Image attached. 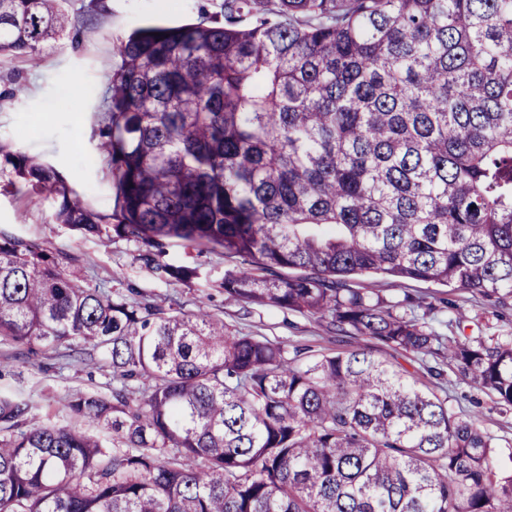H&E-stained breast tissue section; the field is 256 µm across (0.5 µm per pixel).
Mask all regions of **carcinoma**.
Here are the masks:
<instances>
[{"label":"carcinoma","instance_id":"cac0c4a2","mask_svg":"<svg viewBox=\"0 0 512 512\" xmlns=\"http://www.w3.org/2000/svg\"><path fill=\"white\" fill-rule=\"evenodd\" d=\"M0 0V58L79 45L97 15ZM117 45L105 141L112 213L0 144V183L59 199L54 223L221 249L224 300L314 318L445 362L512 408V336L437 334L354 275L512 298V0H222ZM224 16L219 20L218 16ZM68 255L0 233V340L92 348L109 396L67 408L121 448L0 395V512H512L492 437L364 349L287 345L105 291Z\"/></svg>","mask_w":512,"mask_h":512}]
</instances>
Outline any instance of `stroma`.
Returning <instances> with one entry per match:
<instances>
[{
  "mask_svg": "<svg viewBox=\"0 0 512 512\" xmlns=\"http://www.w3.org/2000/svg\"><path fill=\"white\" fill-rule=\"evenodd\" d=\"M106 11L81 36L78 48L37 61L0 59V141L53 166L65 178L71 198L100 213H110L115 190L107 157L100 152L108 88L120 58L117 39L139 25H172L214 11L217 0H102ZM81 80L80 97L72 82ZM56 204L38 196L17 198L0 189V232L43 244L77 257L75 271L108 290L136 289L159 303L177 301L186 314L199 309L220 315L232 330L285 342L289 347L322 351L362 348L351 337L337 338L317 321L276 308L229 304L218 286L234 265L220 251L172 241L163 259L198 269L192 283L152 276L134 259L137 246L120 238L83 236L53 221ZM355 287L379 290L392 301L409 300L408 313L425 318L443 336L456 335L449 321L457 312L472 319V336H512V306L482 295L418 281L362 277ZM448 406L460 416L479 415L481 428L494 437L501 470L512 471V409L496 405L487 393L445 371ZM112 369L99 352L73 360L66 347L31 353L0 342V395L31 400L42 421L74 425L66 401L76 392L110 394Z\"/></svg>",
  "mask_w": 512,
  "mask_h": 512,
  "instance_id": "1",
  "label": "stroma"
}]
</instances>
